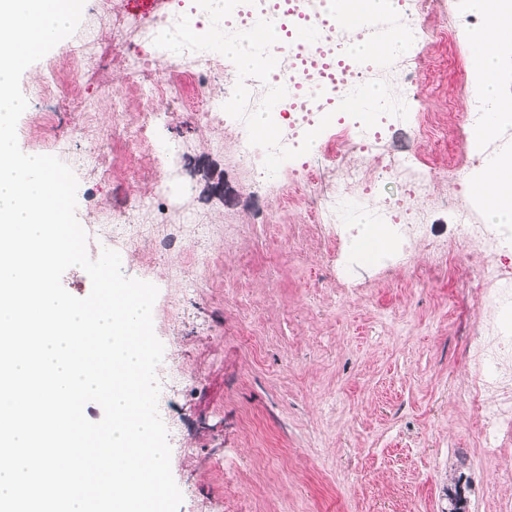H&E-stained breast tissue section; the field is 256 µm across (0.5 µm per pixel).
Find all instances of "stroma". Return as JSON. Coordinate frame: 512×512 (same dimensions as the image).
Segmentation results:
<instances>
[{"label":"stroma","instance_id":"stroma-1","mask_svg":"<svg viewBox=\"0 0 512 512\" xmlns=\"http://www.w3.org/2000/svg\"><path fill=\"white\" fill-rule=\"evenodd\" d=\"M112 38L108 27L85 45L70 36L25 70L32 108L17 139L24 153L65 162L95 154L74 170L76 215L91 228L94 258L113 243L106 212L154 192L164 176L180 187L142 214L155 235L127 256L130 276L159 289L158 410L183 496L178 512H448L456 487L465 512H512V491L482 458L467 397L480 255L460 241L450 212L427 207L429 238L457 242L447 263L422 244L402 263L355 269L357 287H344L336 269L350 259L348 244L327 243L311 223L302 184L250 193L223 126H153L156 143L179 141L185 154L168 172L156 152L124 140L119 127L143 115L112 60ZM77 49L102 67L81 73L84 109L51 111L60 86L50 64ZM471 69L460 41L431 46L416 74L422 94L411 111L440 115L447 133L417 121L407 144L443 194L469 135V100L455 89ZM40 84L46 97L32 94ZM116 98L131 102L117 116ZM189 212L208 224L209 265L196 260ZM358 470L367 475L359 487Z\"/></svg>","mask_w":512,"mask_h":512}]
</instances>
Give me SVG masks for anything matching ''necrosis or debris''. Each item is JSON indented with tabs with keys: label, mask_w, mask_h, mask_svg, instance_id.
<instances>
[{
	"label": "necrosis or debris",
	"mask_w": 512,
	"mask_h": 512,
	"mask_svg": "<svg viewBox=\"0 0 512 512\" xmlns=\"http://www.w3.org/2000/svg\"><path fill=\"white\" fill-rule=\"evenodd\" d=\"M441 9L439 0H393L390 16L404 43L409 44L421 39ZM183 15L194 19L195 32L206 31V14L194 0H178L176 10L163 11L150 20L133 10L123 14V23L135 29L133 35L119 44L129 77L139 78L150 65L162 73L171 69L166 51L157 48L153 39ZM184 58V71L202 97L194 112L196 119L235 131V161L240 170L249 174L253 194L268 195L277 183L287 180L304 182L308 187L310 214L336 241H354L355 214L366 207L372 209L374 220L385 228V243L372 250H360L361 258L397 259L415 250L426 224L422 201L454 212L464 240L483 255L474 270L480 325L469 343L468 397L480 418L484 458L494 467L502 484L512 487V321L499 316L501 310L512 309V235L493 233L479 224L475 205L462 193L439 195L433 175L409 149H389V133L406 125L405 120L397 117H382L377 126L367 129L347 114H340L331 127L337 138L346 139L361 156V163L335 160L327 151L300 163L289 162L276 177H269L263 168L264 151L249 145L244 123L227 115L221 102L206 97L216 77H223L225 85L232 87L237 81L236 74L224 73L223 57L216 52H188ZM391 183L402 188L401 197L384 196L385 187ZM155 203V196H139L132 212L114 219L113 239L126 250L139 251L148 239V231L138 224L137 215L152 209Z\"/></svg>",
	"instance_id": "obj_1"
}]
</instances>
